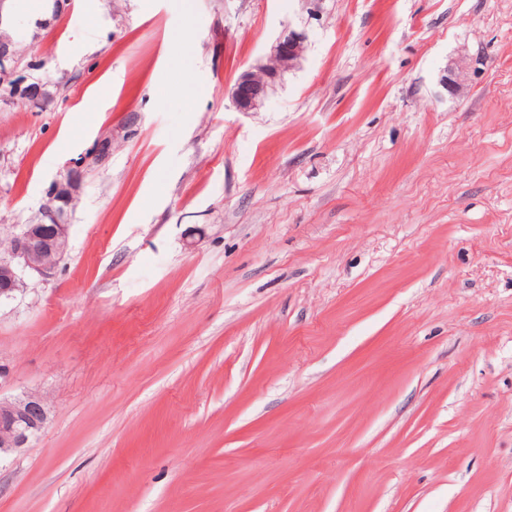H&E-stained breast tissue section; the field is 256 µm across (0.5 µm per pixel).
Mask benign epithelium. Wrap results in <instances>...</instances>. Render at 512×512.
Here are the masks:
<instances>
[{"instance_id": "7a95c632", "label": "benign epithelium", "mask_w": 512, "mask_h": 512, "mask_svg": "<svg viewBox=\"0 0 512 512\" xmlns=\"http://www.w3.org/2000/svg\"><path fill=\"white\" fill-rule=\"evenodd\" d=\"M304 41L301 32L293 29L283 32L266 60L239 75L232 90V101L238 111L258 109L282 76L299 64ZM80 179L79 171L69 172L66 180L47 195L38 220L20 225L7 245L0 244V302L14 298L23 290L28 275L43 280L54 276L68 251L69 225L64 216ZM8 380L9 369L0 363V459L30 447L48 419L47 403L41 395L3 394Z\"/></svg>"}]
</instances>
